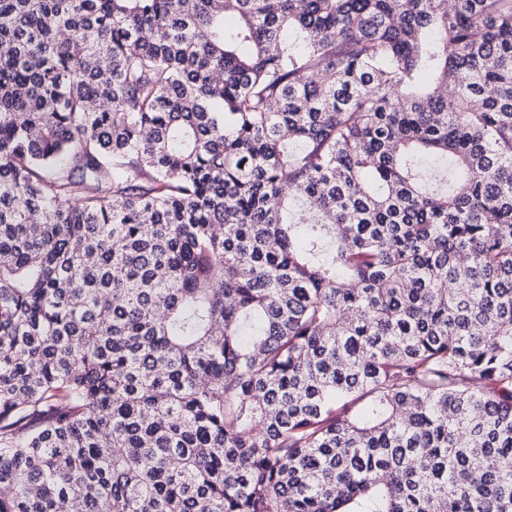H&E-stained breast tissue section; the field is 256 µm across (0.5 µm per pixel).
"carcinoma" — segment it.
<instances>
[{
  "mask_svg": "<svg viewBox=\"0 0 512 512\" xmlns=\"http://www.w3.org/2000/svg\"><path fill=\"white\" fill-rule=\"evenodd\" d=\"M0 512H512V0H0Z\"/></svg>",
  "mask_w": 512,
  "mask_h": 512,
  "instance_id": "cac0c4a2",
  "label": "carcinoma"
}]
</instances>
